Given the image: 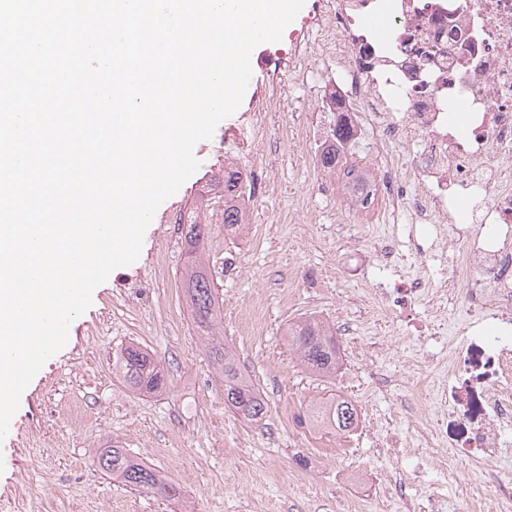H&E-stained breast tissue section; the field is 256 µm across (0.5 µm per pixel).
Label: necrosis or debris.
I'll return each mask as SVG.
<instances>
[{"mask_svg": "<svg viewBox=\"0 0 512 512\" xmlns=\"http://www.w3.org/2000/svg\"><path fill=\"white\" fill-rule=\"evenodd\" d=\"M369 14L386 20L385 38L362 25ZM292 43L290 63L311 47L335 59L325 109L347 124L348 146L375 160L336 171L350 211L383 198L413 223L441 227L463 197L471 223L512 224V0H313ZM461 96L471 112L463 138L449 123ZM393 143L413 145L410 161L389 153ZM452 234L461 255L448 279L465 284L464 303L483 316L466 323V346L448 351V416L429 431L487 461L506 452L512 429V250Z\"/></svg>", "mask_w": 512, "mask_h": 512, "instance_id": "1", "label": "necrosis or debris"}]
</instances>
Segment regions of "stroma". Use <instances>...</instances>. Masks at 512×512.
<instances>
[{
  "mask_svg": "<svg viewBox=\"0 0 512 512\" xmlns=\"http://www.w3.org/2000/svg\"><path fill=\"white\" fill-rule=\"evenodd\" d=\"M335 63L307 52L301 71L254 69L236 112L194 154L201 165L157 209L140 254L113 270L70 325L66 346L24 390L0 441V512H452L449 474L480 483L477 458L430 445L448 371V339L465 316L451 291L455 256L425 225L370 214L347 223L336 172L314 129ZM237 127L248 151L225 152ZM246 178L241 235L224 232L225 167ZM208 226L203 253L224 303L220 326L268 403L264 425L236 416L180 288L186 223ZM438 293L399 306L396 282ZM314 316L339 327L341 368L303 369L283 331ZM156 354L166 391L141 395L113 368L129 343ZM340 395L360 414L348 435L300 427L312 401ZM118 445L181 489L168 500L113 481L97 449Z\"/></svg>",
  "mask_w": 512,
  "mask_h": 512,
  "instance_id": "stroma-1",
  "label": "stroma"
}]
</instances>
